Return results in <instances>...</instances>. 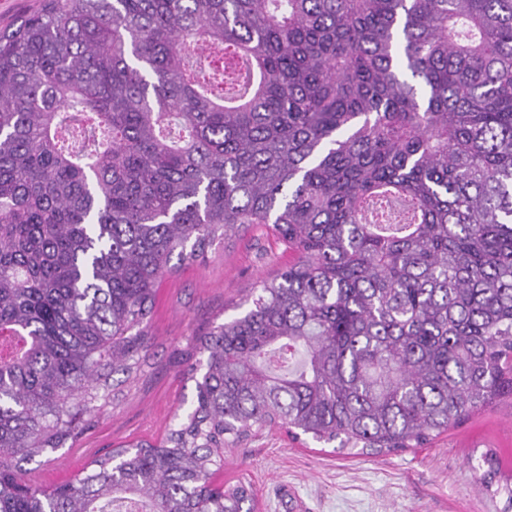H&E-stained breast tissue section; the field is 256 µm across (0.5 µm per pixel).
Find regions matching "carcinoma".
<instances>
[{"instance_id": "cac0c4a2", "label": "carcinoma", "mask_w": 512, "mask_h": 512, "mask_svg": "<svg viewBox=\"0 0 512 512\" xmlns=\"http://www.w3.org/2000/svg\"><path fill=\"white\" fill-rule=\"evenodd\" d=\"M253 224L296 259L195 339L187 417L31 483L172 259ZM505 397L512 0H40L0 31V512H240L211 476L254 433L397 453Z\"/></svg>"}]
</instances>
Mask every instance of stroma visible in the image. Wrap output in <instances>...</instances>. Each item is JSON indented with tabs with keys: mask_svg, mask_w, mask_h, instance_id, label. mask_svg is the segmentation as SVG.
<instances>
[{
	"mask_svg": "<svg viewBox=\"0 0 512 512\" xmlns=\"http://www.w3.org/2000/svg\"><path fill=\"white\" fill-rule=\"evenodd\" d=\"M292 252L264 227L214 244L203 257L166 274L148 325L149 346L119 399L73 447L50 453L35 470L42 485L74 478L106 449L166 437L189 408L194 383L186 356L196 336L238 315L250 289L272 282ZM499 452L512 467V399L475 411L423 448L348 454L265 429L224 451L215 483L249 484L256 512H503L477 481L481 455Z\"/></svg>",
	"mask_w": 512,
	"mask_h": 512,
	"instance_id": "stroma-1",
	"label": "stroma"
}]
</instances>
